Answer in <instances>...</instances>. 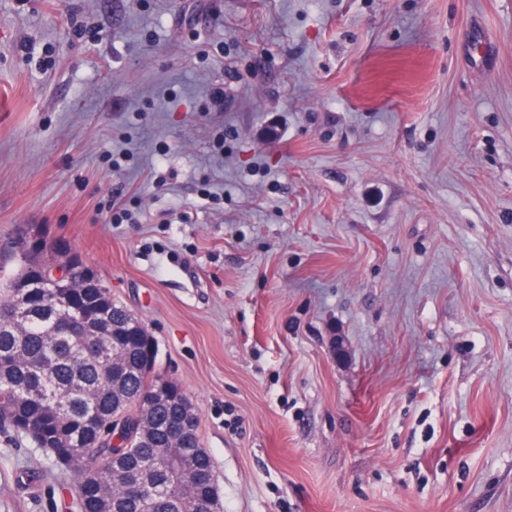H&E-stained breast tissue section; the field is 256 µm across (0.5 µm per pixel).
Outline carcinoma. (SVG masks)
<instances>
[{"label": "carcinoma", "mask_w": 512, "mask_h": 512, "mask_svg": "<svg viewBox=\"0 0 512 512\" xmlns=\"http://www.w3.org/2000/svg\"><path fill=\"white\" fill-rule=\"evenodd\" d=\"M52 259L47 248L27 266H0V426L23 433L51 458L57 449L38 435L82 443L84 454L60 461L78 467L74 490L82 512H223L199 425L188 444L173 440L168 430L189 398L144 362L143 337L110 289L75 288L63 308L30 282L50 269ZM20 294L23 324L16 320ZM161 386L166 399L157 407L149 398ZM120 404L127 414L119 432L80 425L84 417L107 415ZM139 413L151 417L150 427L138 423ZM166 450L188 467L172 474L166 495L152 502L145 489Z\"/></svg>", "instance_id": "carcinoma-1"}]
</instances>
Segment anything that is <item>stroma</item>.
Here are the masks:
<instances>
[{"label":"stroma","mask_w":512,"mask_h":512,"mask_svg":"<svg viewBox=\"0 0 512 512\" xmlns=\"http://www.w3.org/2000/svg\"><path fill=\"white\" fill-rule=\"evenodd\" d=\"M29 226L154 337L224 512H512V0H0ZM73 475L0 429V512Z\"/></svg>","instance_id":"1"}]
</instances>
